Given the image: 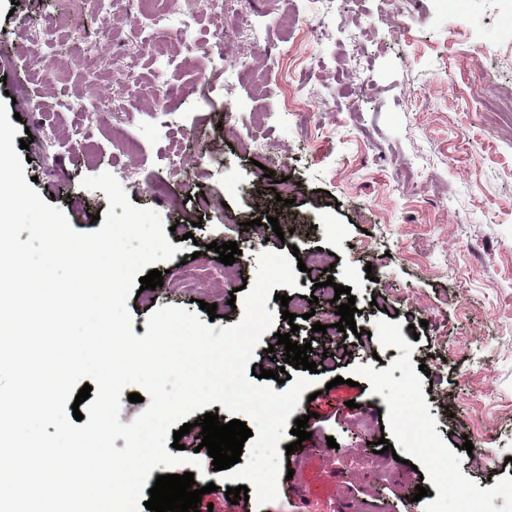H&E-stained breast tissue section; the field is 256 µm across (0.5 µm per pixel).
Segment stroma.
Instances as JSON below:
<instances>
[{
  "label": "stroma",
  "instance_id": "1",
  "mask_svg": "<svg viewBox=\"0 0 512 512\" xmlns=\"http://www.w3.org/2000/svg\"><path fill=\"white\" fill-rule=\"evenodd\" d=\"M91 9L0 0V101L12 96L8 112L33 136L26 177L73 229L101 228L108 200L82 181L103 172L161 216L177 251L156 264L162 287L130 294L134 334L169 305L216 329L239 323L230 292L268 250H323L356 298L360 338L283 320L280 295H318L311 273L268 299L277 318L251 366L297 376L281 333L332 357L312 376L315 400L292 413L308 419V456L281 455L292 478L241 512H458L459 487L472 512H512L500 493L512 486V125L483 108L512 91V0H224L200 14L189 53L173 41L177 14L149 25L141 0H116L104 28L88 25ZM50 22L53 47L36 55L30 40ZM150 37L168 53L144 52ZM87 50L98 74L76 64ZM224 58L245 61L252 80L225 86ZM286 176L289 205L272 190ZM253 217L260 225L242 230ZM228 241L240 250L229 268L209 248ZM185 259L199 281L181 278ZM382 438L389 452L374 453ZM201 441L196 427L182 437L199 466L177 470L215 484L201 503L224 512L231 482Z\"/></svg>",
  "mask_w": 512,
  "mask_h": 512
}]
</instances>
